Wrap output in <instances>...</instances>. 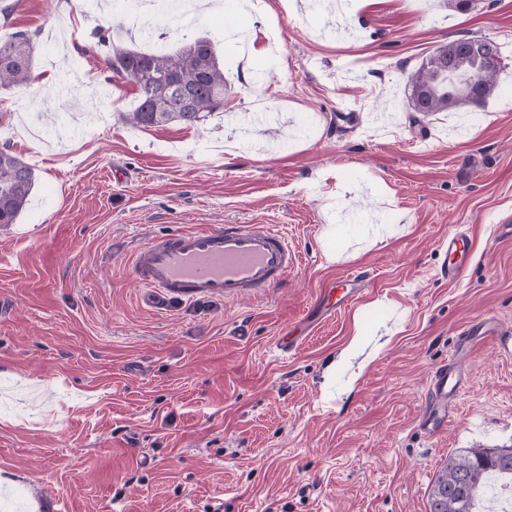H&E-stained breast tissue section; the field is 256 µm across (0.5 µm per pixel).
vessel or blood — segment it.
I'll return each instance as SVG.
<instances>
[{
  "label": "vessel or blood",
  "mask_w": 512,
  "mask_h": 512,
  "mask_svg": "<svg viewBox=\"0 0 512 512\" xmlns=\"http://www.w3.org/2000/svg\"><path fill=\"white\" fill-rule=\"evenodd\" d=\"M469 248L465 234L448 238L449 281L465 271L460 257ZM299 256L284 233L269 224H227L203 230L179 231L151 239L133 257L139 288L153 303H191L202 299L235 301L285 284ZM338 301L319 304L322 313L347 307L359 296L350 279L332 282ZM470 336H493L501 355H512V331L484 322L466 330ZM469 349H460L448 363L434 371L428 382V404L422 424L435 432L454 419L458 401L467 386L464 362Z\"/></svg>",
  "instance_id": "obj_1"
}]
</instances>
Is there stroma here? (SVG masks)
<instances>
[{
    "label": "stroma",
    "mask_w": 512,
    "mask_h": 512,
    "mask_svg": "<svg viewBox=\"0 0 512 512\" xmlns=\"http://www.w3.org/2000/svg\"><path fill=\"white\" fill-rule=\"evenodd\" d=\"M262 0L224 35L223 7L187 14L230 89L201 126L120 120L100 35L115 0H0V39L28 33L30 89L0 91V148L35 184L0 227V512H428L450 457L512 445V358L482 337L456 419L420 423L429 375L468 323L512 328V0ZM465 34L507 66L480 106L411 111L406 74ZM361 115L343 128L341 105ZM276 124L246 129L257 107ZM273 224L299 264L237 301L139 295L149 238ZM469 257L448 282V236ZM361 300L284 353L329 278ZM361 337L377 356L348 384L328 361Z\"/></svg>",
    "instance_id": "stroma-1"
}]
</instances>
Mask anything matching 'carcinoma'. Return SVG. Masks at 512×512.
I'll list each match as a JSON object with an SVG mask.
<instances>
[{
    "label": "carcinoma",
    "mask_w": 512,
    "mask_h": 512,
    "mask_svg": "<svg viewBox=\"0 0 512 512\" xmlns=\"http://www.w3.org/2000/svg\"><path fill=\"white\" fill-rule=\"evenodd\" d=\"M107 62L112 74L137 87L138 106L119 113L138 127H160L171 122L197 126L214 112L224 111L227 86L213 42L197 38L172 52L149 53L108 42ZM34 49L23 32L0 41V90L28 88L33 82ZM501 56L499 44L488 38L463 36L435 48L407 75L408 107L413 112H449L479 105L493 95ZM34 182L29 165L6 148L0 149V226L16 223ZM497 478L512 486V448H472L451 457L434 480L429 512H482L487 482Z\"/></svg>",
    "instance_id": "cac0c4a2"
}]
</instances>
